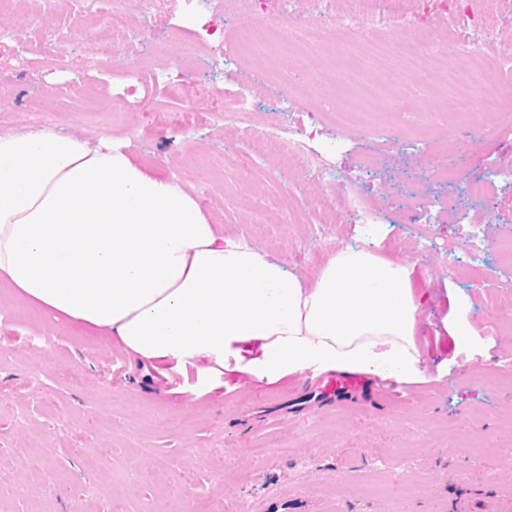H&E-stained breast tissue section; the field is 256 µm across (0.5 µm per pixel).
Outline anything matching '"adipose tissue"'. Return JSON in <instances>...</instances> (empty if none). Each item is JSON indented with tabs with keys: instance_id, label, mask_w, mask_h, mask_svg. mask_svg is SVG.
<instances>
[{
	"instance_id": "1",
	"label": "adipose tissue",
	"mask_w": 512,
	"mask_h": 512,
	"mask_svg": "<svg viewBox=\"0 0 512 512\" xmlns=\"http://www.w3.org/2000/svg\"><path fill=\"white\" fill-rule=\"evenodd\" d=\"M413 266L343 247L305 281L220 236L179 182L123 141L0 134V284L138 360L219 374L249 350L273 382L310 367L420 377Z\"/></svg>"
}]
</instances>
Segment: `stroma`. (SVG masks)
Returning <instances> with one entry per match:
<instances>
[{
  "label": "stroma",
  "mask_w": 512,
  "mask_h": 512,
  "mask_svg": "<svg viewBox=\"0 0 512 512\" xmlns=\"http://www.w3.org/2000/svg\"><path fill=\"white\" fill-rule=\"evenodd\" d=\"M32 0H11L0 30L14 33L27 77L6 89L23 113L0 131L51 126L97 139L128 142L136 162L185 185L218 232L247 237L264 255L312 280L318 183L285 185L279 158L259 143L271 127L287 124L312 150L340 168L339 196L367 197L371 225L343 224L337 247L368 243L371 252L414 265L412 288L420 305L417 342L422 374L398 398L311 399L303 382L323 371L308 368L273 383L242 371L236 359L218 376L164 377L94 331L52 321L37 307L0 320V512H172L192 496L210 512H512V122L490 115L473 132L459 124L449 94L433 92L424 111L445 120L406 123L387 114L356 115L338 128L322 112L319 94L286 93L266 59L245 60L231 77L206 67L189 78L212 83L199 109L209 123L185 131L163 123L179 104L163 87L149 88L140 108L125 111L108 75L91 74L89 38L97 16L113 14L112 0H55V49L39 50L38 36L14 29L15 17L35 15ZM116 26L166 40L159 64L198 56L222 58L230 28L186 14L180 0L161 11L113 14ZM90 81L70 88L82 75ZM256 109L250 128L224 120V97ZM465 156L462 171L487 176L490 207L468 202L464 222L448 212V190L428 176L436 160ZM238 154L255 167L243 177ZM410 181L414 220L394 210L397 186ZM501 326L485 332L490 313ZM467 319L472 342L454 334ZM288 444V455L246 460L251 448ZM403 475L399 487L383 480Z\"/></svg>",
  "instance_id": "1"
}]
</instances>
